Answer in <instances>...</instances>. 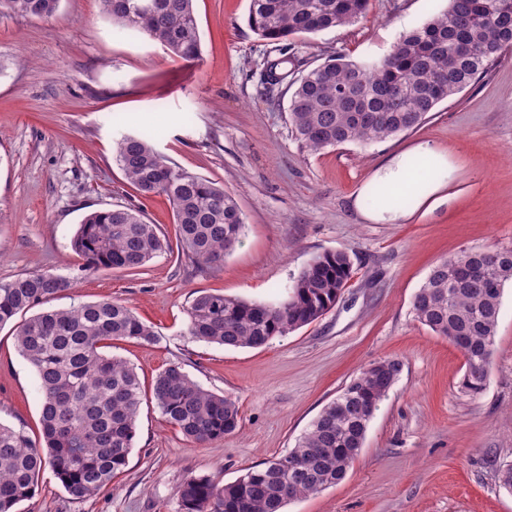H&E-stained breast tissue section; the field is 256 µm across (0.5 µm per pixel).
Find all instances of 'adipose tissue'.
<instances>
[{"label": "adipose tissue", "instance_id": "adipose-tissue-1", "mask_svg": "<svg viewBox=\"0 0 512 512\" xmlns=\"http://www.w3.org/2000/svg\"><path fill=\"white\" fill-rule=\"evenodd\" d=\"M417 165H409L404 158H396L382 167L374 176L384 191V198L367 212L368 220L396 223L409 217L408 209L397 206L400 197L409 198L416 205L438 202L444 186V175L448 171V160L443 155L422 143L412 150Z\"/></svg>", "mask_w": 512, "mask_h": 512}]
</instances>
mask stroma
I'll return each mask as SVG.
<instances>
[{"mask_svg": "<svg viewBox=\"0 0 512 512\" xmlns=\"http://www.w3.org/2000/svg\"><path fill=\"white\" fill-rule=\"evenodd\" d=\"M448 0H371L353 24L296 40L308 67L337 52L387 53ZM202 56L183 61L143 33L119 30L99 0H60L47 19L0 16V282L51 271L76 278L56 308L125 302L157 340L113 342L143 391L168 364L238 402L241 427L197 446L143 399L126 468L78 502L45 472L19 512H179L188 477L225 485L288 454L321 409L359 372L387 357L403 370L369 424L347 476L291 501L285 512H512L498 470L512 464V284L506 285L485 390L458 386L461 352L417 321L415 292L430 268L471 248H512V56L439 103L416 129L366 146L301 148L285 86L258 81L274 46L249 27V0H194ZM149 131L176 166L235 195L245 229L218 269L177 251L137 272L78 276L71 238L82 218L118 205L175 240L173 210L141 195L113 158L115 141ZM426 143L448 157L445 202L407 221L373 222L361 190L390 157ZM346 251L353 273L318 321L261 348H225L186 334L197 291L261 302L286 298L315 255ZM43 396L0 328V422L41 436Z\"/></svg>", "mask_w": 512, "mask_h": 512, "instance_id": "stroma-1", "label": "stroma"}]
</instances>
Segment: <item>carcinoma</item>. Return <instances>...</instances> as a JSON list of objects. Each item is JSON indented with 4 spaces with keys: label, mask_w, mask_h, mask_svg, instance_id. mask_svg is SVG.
Returning a JSON list of instances; mask_svg holds the SVG:
<instances>
[{
    "label": "carcinoma",
    "mask_w": 512,
    "mask_h": 512,
    "mask_svg": "<svg viewBox=\"0 0 512 512\" xmlns=\"http://www.w3.org/2000/svg\"><path fill=\"white\" fill-rule=\"evenodd\" d=\"M60 0H0V13L49 18ZM102 13L129 32H142L172 55L200 57L193 0H100ZM370 0H250L248 23L280 43L345 26ZM512 52V0H448L447 9L401 35L381 58L341 53L293 83L288 123L301 147L318 152L370 144L413 130L437 104L486 76ZM359 111H352L351 100ZM114 159L141 194L164 195L174 211L181 255L202 268L224 262L243 233L235 198L219 183L170 163L143 134L127 135ZM79 272L135 271L168 249L154 224L126 207L93 211L72 239ZM352 274L343 250L315 255L277 303L200 291L187 313V335L228 348H258L322 317ZM77 278L33 272L0 282V327L17 316L16 345L35 369L43 395L44 443L24 428L0 423V512L31 499L46 470L74 500L97 495L128 465L137 436L141 386L134 368L104 353L118 340L143 345L156 333L126 305L102 299L64 309H31L75 286ZM512 282V248L462 250L437 262L412 301L416 319L459 348L461 389L486 386L503 289ZM402 361L387 357L362 370L326 404L286 456L246 469L221 486L190 477L177 489L179 512H282L295 498L344 479L380 402L398 380ZM153 398L166 420L191 443L215 444L236 431L235 399L203 389L178 363L156 377Z\"/></svg>",
    "instance_id": "cac0c4a2"
}]
</instances>
